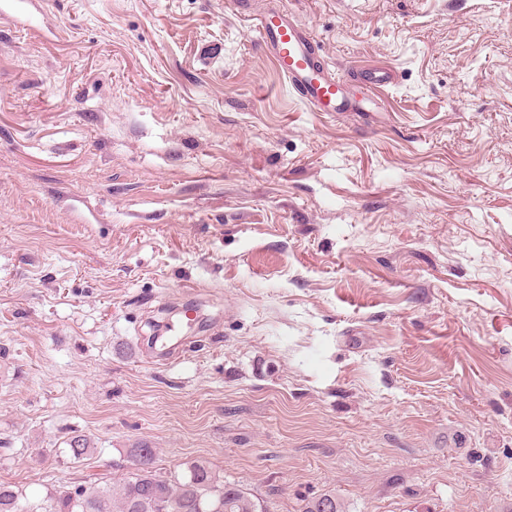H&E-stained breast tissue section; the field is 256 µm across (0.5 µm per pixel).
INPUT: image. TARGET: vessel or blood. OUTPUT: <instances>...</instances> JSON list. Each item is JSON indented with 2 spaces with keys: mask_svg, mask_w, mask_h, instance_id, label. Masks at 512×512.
<instances>
[{
  "mask_svg": "<svg viewBox=\"0 0 512 512\" xmlns=\"http://www.w3.org/2000/svg\"><path fill=\"white\" fill-rule=\"evenodd\" d=\"M254 29L261 46L273 53L279 68L300 96L323 112H352L356 104L343 93V78L316 63L311 37L282 13L257 17Z\"/></svg>",
  "mask_w": 512,
  "mask_h": 512,
  "instance_id": "1",
  "label": "vessel or blood"
}]
</instances>
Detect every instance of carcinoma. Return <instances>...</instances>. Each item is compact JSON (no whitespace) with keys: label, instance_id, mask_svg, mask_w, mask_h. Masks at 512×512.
<instances>
[{"label":"carcinoma","instance_id":"1","mask_svg":"<svg viewBox=\"0 0 512 512\" xmlns=\"http://www.w3.org/2000/svg\"><path fill=\"white\" fill-rule=\"evenodd\" d=\"M137 471L123 482L89 492L78 490L55 498L49 512H266L236 485L220 479L203 462H194L181 476H165L155 466L157 452L146 443L130 450ZM13 488L0 484V512H25ZM304 512H342L336 497L325 494Z\"/></svg>","mask_w":512,"mask_h":512}]
</instances>
